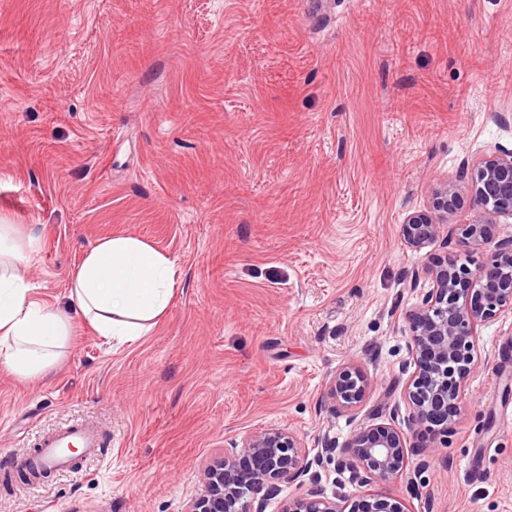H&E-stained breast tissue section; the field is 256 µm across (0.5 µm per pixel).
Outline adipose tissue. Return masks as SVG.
I'll use <instances>...</instances> for the list:
<instances>
[{
  "mask_svg": "<svg viewBox=\"0 0 512 512\" xmlns=\"http://www.w3.org/2000/svg\"><path fill=\"white\" fill-rule=\"evenodd\" d=\"M34 253L33 238L19 225L0 224V367L27 380L54 368L73 334L68 312L37 299L18 273ZM173 268L166 253L139 238H105L69 272L68 299L97 335L129 344L166 312Z\"/></svg>",
  "mask_w": 512,
  "mask_h": 512,
  "instance_id": "obj_1",
  "label": "adipose tissue"
}]
</instances>
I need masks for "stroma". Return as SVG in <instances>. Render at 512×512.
Instances as JSON below:
<instances>
[{
	"mask_svg": "<svg viewBox=\"0 0 512 512\" xmlns=\"http://www.w3.org/2000/svg\"><path fill=\"white\" fill-rule=\"evenodd\" d=\"M512 149V0H0V221L19 272L68 308L99 239L174 262L158 326L113 348L84 322L40 379L0 369V512H185L201 469L260 430L350 438L389 422L411 273L461 253L400 225L481 155ZM512 315L453 431L372 493L410 512H512ZM358 361L359 414L326 383ZM111 442L39 482L20 462L75 421ZM421 498H412L410 485Z\"/></svg>",
	"mask_w": 512,
	"mask_h": 512,
	"instance_id": "1",
	"label": "stroma"
}]
</instances>
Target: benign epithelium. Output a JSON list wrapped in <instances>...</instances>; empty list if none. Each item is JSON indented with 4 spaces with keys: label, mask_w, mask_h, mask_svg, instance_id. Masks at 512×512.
<instances>
[{
    "label": "benign epithelium",
    "mask_w": 512,
    "mask_h": 512,
    "mask_svg": "<svg viewBox=\"0 0 512 512\" xmlns=\"http://www.w3.org/2000/svg\"><path fill=\"white\" fill-rule=\"evenodd\" d=\"M464 192L470 194L472 208L461 232L465 260L446 256L427 262L423 275H414V285L423 277L425 286L407 317L411 344L410 360L401 368L408 375L401 393L404 426L368 424L343 443L325 434L312 457L300 451L302 439L292 432H252L205 466L204 492L187 512H265L286 483L305 491L283 498L280 512H408L399 501L364 491L353 499L341 493L329 497L318 469L324 458H333L337 469L349 470L363 488L374 479L403 477L413 456L420 457L418 468L426 467L436 446L409 445L408 436L448 437L466 384L481 363L480 329L512 314V238L484 253L494 225L512 219V151L487 154L462 167L459 179L441 183L429 209L404 218L400 235L405 244L420 249L437 237ZM476 254L483 260L475 261ZM369 389L367 375L352 361L329 380L328 396L338 408L357 412Z\"/></svg>",
    "instance_id": "obj_1"
}]
</instances>
